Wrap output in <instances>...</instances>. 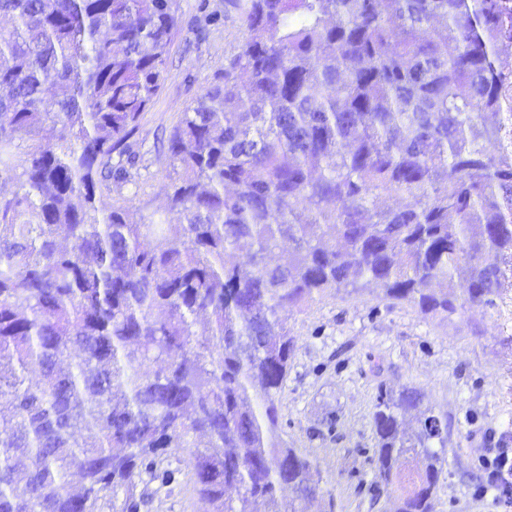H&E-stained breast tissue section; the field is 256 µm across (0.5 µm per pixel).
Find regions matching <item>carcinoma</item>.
<instances>
[{"label": "carcinoma", "instance_id": "cac0c4a2", "mask_svg": "<svg viewBox=\"0 0 512 512\" xmlns=\"http://www.w3.org/2000/svg\"><path fill=\"white\" fill-rule=\"evenodd\" d=\"M227 2L242 39L134 223L101 197L140 176L179 0H0V512H136L177 450L211 512H299L281 313L375 284L447 319L512 280V0ZM433 418L375 404L389 512H434Z\"/></svg>", "mask_w": 512, "mask_h": 512}]
</instances>
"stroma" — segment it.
Masks as SVG:
<instances>
[{
    "instance_id": "stroma-1",
    "label": "stroma",
    "mask_w": 512,
    "mask_h": 512,
    "mask_svg": "<svg viewBox=\"0 0 512 512\" xmlns=\"http://www.w3.org/2000/svg\"><path fill=\"white\" fill-rule=\"evenodd\" d=\"M200 0H180V26L171 45L167 77L146 111L137 139L144 170L137 189L105 195L130 200L137 214L163 205L161 188L172 169L163 147L191 99L224 67L241 37L227 0H209L219 26H204ZM296 339L288 379L279 397L283 436L322 477L323 498L308 512H387L374 486L377 444L372 413L382 390L411 388L448 417L446 463L435 512H500L478 498L484 472L475 456L495 436L512 448V286L494 307L440 321L409 303H391L377 289L353 296L325 295L289 313ZM169 468L177 483L150 493L139 512H206L183 453Z\"/></svg>"
}]
</instances>
